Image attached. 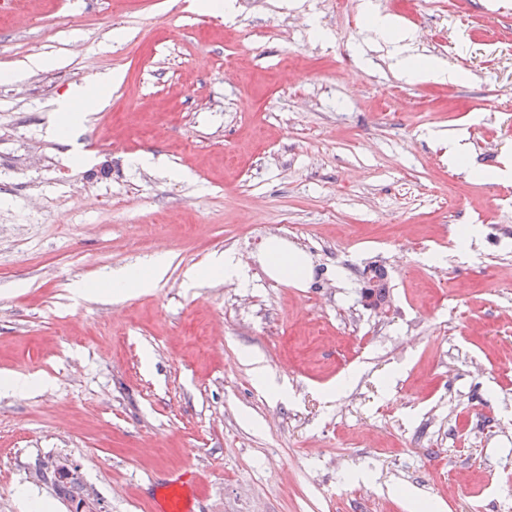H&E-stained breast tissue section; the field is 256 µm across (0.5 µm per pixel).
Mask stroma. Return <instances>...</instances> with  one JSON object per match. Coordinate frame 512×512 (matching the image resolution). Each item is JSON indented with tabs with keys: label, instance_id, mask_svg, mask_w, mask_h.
Instances as JSON below:
<instances>
[{
	"label": "stroma",
	"instance_id": "35a3bbf8",
	"mask_svg": "<svg viewBox=\"0 0 512 512\" xmlns=\"http://www.w3.org/2000/svg\"><path fill=\"white\" fill-rule=\"evenodd\" d=\"M238 2L227 22L185 0H0V73L60 61L0 80V374L52 382L0 393V512H68L35 476L58 457L101 512H151L191 471L198 512H512V181L488 176L512 155V0H374L454 85L407 82L361 0ZM276 244L310 277L272 275ZM221 253L243 280L188 282ZM159 254L157 286L105 294ZM371 265L383 314L362 303ZM112 85V74H104L90 83L74 86L69 95L57 104V112L62 113L66 126L77 122L79 114L77 105H82L83 110L89 109V105L99 100L104 92Z\"/></svg>",
	"mask_w": 512,
	"mask_h": 512
}]
</instances>
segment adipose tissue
<instances>
[{"label": "adipose tissue", "instance_id": "adipose-tissue-1", "mask_svg": "<svg viewBox=\"0 0 512 512\" xmlns=\"http://www.w3.org/2000/svg\"><path fill=\"white\" fill-rule=\"evenodd\" d=\"M363 17L368 27L380 37L393 43L398 55V63L404 77L413 83L436 82L455 84L460 80L457 70L447 64L431 59H420L412 55L410 48L414 41L413 34L404 29L398 18L378 12L373 0H363ZM112 85L111 75L104 74L92 82L74 86L69 95L57 104L65 124L77 122L78 107H89ZM167 273L165 259H158L148 270L124 269L109 279V291L113 296L124 297L136 291L155 287Z\"/></svg>", "mask_w": 512, "mask_h": 512}]
</instances>
